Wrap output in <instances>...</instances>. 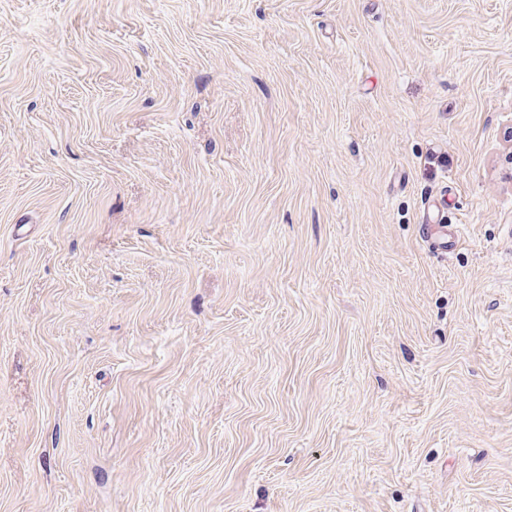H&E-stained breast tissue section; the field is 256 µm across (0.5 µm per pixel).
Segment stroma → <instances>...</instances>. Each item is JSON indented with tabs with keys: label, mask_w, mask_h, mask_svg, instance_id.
<instances>
[{
	"label": "stroma",
	"mask_w": 512,
	"mask_h": 512,
	"mask_svg": "<svg viewBox=\"0 0 512 512\" xmlns=\"http://www.w3.org/2000/svg\"><path fill=\"white\" fill-rule=\"evenodd\" d=\"M0 512H512V0H0ZM430 213L434 215V218L430 217ZM442 220V216H440V210H437V214L430 210V206L427 208L426 217L423 218V223L421 227L423 228V234L430 239H434V244L438 248H443L445 241L444 236L446 235L445 228L447 226L445 224H440Z\"/></svg>",
	"instance_id": "1"
}]
</instances>
